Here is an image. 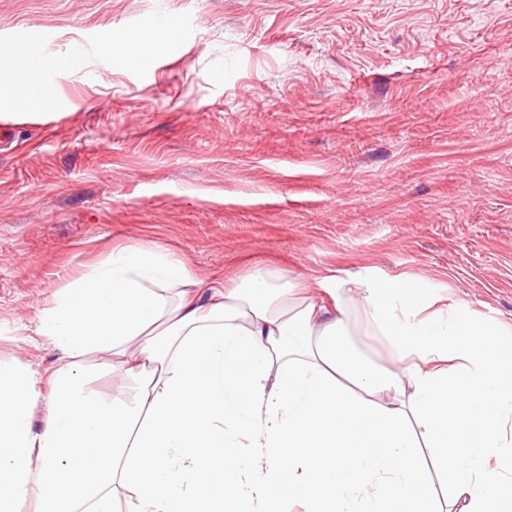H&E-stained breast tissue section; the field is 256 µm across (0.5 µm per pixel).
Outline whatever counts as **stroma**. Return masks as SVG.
Returning <instances> with one entry per match:
<instances>
[{
	"instance_id": "35a3bbf8",
	"label": "stroma",
	"mask_w": 512,
	"mask_h": 512,
	"mask_svg": "<svg viewBox=\"0 0 512 512\" xmlns=\"http://www.w3.org/2000/svg\"><path fill=\"white\" fill-rule=\"evenodd\" d=\"M26 26L52 43L0 55L43 101L0 139V361L61 366L45 299L127 245L205 280L422 279L512 332V0H0V47ZM146 33L147 66L112 52Z\"/></svg>"
}]
</instances>
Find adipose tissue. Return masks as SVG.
I'll return each instance as SVG.
<instances>
[{
	"label": "adipose tissue",
	"mask_w": 512,
	"mask_h": 512,
	"mask_svg": "<svg viewBox=\"0 0 512 512\" xmlns=\"http://www.w3.org/2000/svg\"><path fill=\"white\" fill-rule=\"evenodd\" d=\"M349 301L398 364L354 346ZM36 332L64 363L45 380L0 362V512H512L488 463L512 466V342L427 311L420 284L206 282L131 245L54 293ZM90 359L116 394L87 389Z\"/></svg>",
	"instance_id": "obj_1"
}]
</instances>
